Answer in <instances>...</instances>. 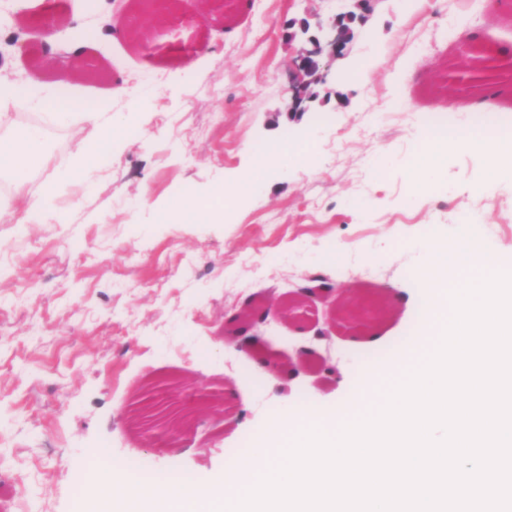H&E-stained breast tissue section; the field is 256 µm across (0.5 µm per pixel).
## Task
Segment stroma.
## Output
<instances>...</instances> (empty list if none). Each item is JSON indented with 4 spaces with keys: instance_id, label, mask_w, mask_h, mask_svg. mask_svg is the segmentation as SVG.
Returning a JSON list of instances; mask_svg holds the SVG:
<instances>
[{
    "instance_id": "35a3bbf8",
    "label": "stroma",
    "mask_w": 512,
    "mask_h": 512,
    "mask_svg": "<svg viewBox=\"0 0 512 512\" xmlns=\"http://www.w3.org/2000/svg\"><path fill=\"white\" fill-rule=\"evenodd\" d=\"M44 9L0 0V82L29 87L15 122L44 133L45 160L23 188L0 180V512H82L80 468L105 451L157 476L222 478L276 409L307 403L341 413L361 373L399 357L419 332L425 286L418 244L430 226L455 242L461 203L486 248L512 262V177L474 153L428 156L431 118L473 124L512 117V0H233L224 16L163 36L114 39L137 0H58V50L91 45L98 74L71 73L66 98L103 103L118 151L97 150L92 179H59L90 130L58 123V71L41 50L7 42ZM352 12L341 56L322 52L325 81L307 80L300 20ZM500 52L483 81L459 83L457 51ZM305 85L302 109L289 88ZM137 106H130V95ZM287 148L246 193L257 151ZM228 194L215 222H189L182 198ZM49 191L40 223L18 230L27 200ZM315 276L380 305L377 346L351 330L311 342L298 322L259 331L276 360L300 347L329 353L335 376L304 366L270 379L257 355L224 338V317L249 298L283 299ZM222 394L231 408L182 439L147 446L129 418L153 387Z\"/></svg>"
}]
</instances>
